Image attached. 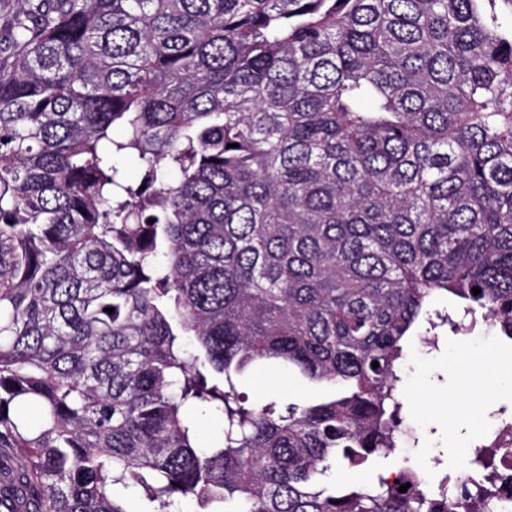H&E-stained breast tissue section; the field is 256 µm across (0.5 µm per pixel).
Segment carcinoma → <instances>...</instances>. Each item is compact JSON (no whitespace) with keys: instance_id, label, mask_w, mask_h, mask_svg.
I'll return each mask as SVG.
<instances>
[{"instance_id":"cac0c4a2","label":"carcinoma","mask_w":512,"mask_h":512,"mask_svg":"<svg viewBox=\"0 0 512 512\" xmlns=\"http://www.w3.org/2000/svg\"><path fill=\"white\" fill-rule=\"evenodd\" d=\"M17 3L0 512H126L119 485L152 512H454L419 455L404 495L350 474L419 443L402 365L435 300L512 340V0ZM259 366L326 396L249 403Z\"/></svg>"}]
</instances>
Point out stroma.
<instances>
[{
  "mask_svg": "<svg viewBox=\"0 0 512 512\" xmlns=\"http://www.w3.org/2000/svg\"><path fill=\"white\" fill-rule=\"evenodd\" d=\"M437 333V351L427 352L417 340L411 343L404 386L408 415L419 427L418 453L441 461L429 471L435 481L468 453L492 411L503 407L512 412V340L494 332L467 338L446 326ZM242 389L251 397L271 396L284 403L321 394L299 379L263 369L250 371Z\"/></svg>",
  "mask_w": 512,
  "mask_h": 512,
  "instance_id": "1",
  "label": "stroma"
}]
</instances>
